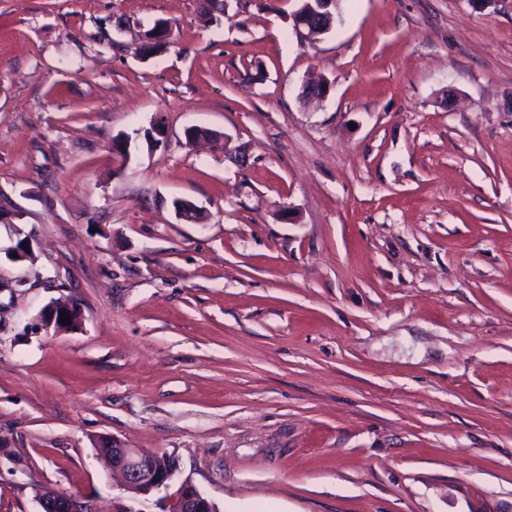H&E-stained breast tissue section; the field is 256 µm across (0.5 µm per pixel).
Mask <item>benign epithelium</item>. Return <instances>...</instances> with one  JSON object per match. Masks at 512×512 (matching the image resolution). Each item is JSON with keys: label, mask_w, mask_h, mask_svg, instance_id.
<instances>
[{"label": "benign epithelium", "mask_w": 512, "mask_h": 512, "mask_svg": "<svg viewBox=\"0 0 512 512\" xmlns=\"http://www.w3.org/2000/svg\"><path fill=\"white\" fill-rule=\"evenodd\" d=\"M299 2L303 3V6L292 14V19L296 32L303 39L313 42L319 39L320 31H332L335 26L332 16L323 15L327 23L312 27L308 24L306 17L318 13V10L311 6H304V3H310L312 0H299ZM63 316L69 318V321L61 322L60 318ZM82 320V306L75 300L62 303L52 301L39 313L41 326L48 332L72 331L81 325ZM108 447L111 451L106 454V458L112 466V471L122 476L128 490L136 494L148 495L169 488L177 472L175 460L170 455L160 452L144 453L116 442L108 444ZM38 503L40 512H92L89 505L78 498L55 491L42 493ZM167 512H218V509L215 503L197 488L184 483L174 494Z\"/></svg>", "instance_id": "1"}]
</instances>
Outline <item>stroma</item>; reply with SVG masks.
Instances as JSON below:
<instances>
[{"instance_id":"obj_1","label":"stroma","mask_w":512,"mask_h":512,"mask_svg":"<svg viewBox=\"0 0 512 512\" xmlns=\"http://www.w3.org/2000/svg\"><path fill=\"white\" fill-rule=\"evenodd\" d=\"M202 4L0 0V512H512V10ZM301 2L300 7L293 13L292 19L294 28L299 35L307 41L313 42L318 40L321 36L319 35V31H329V33L332 31L333 27L335 26L336 21L334 22L332 15L323 14V18L327 20L326 24H321L319 27H311L306 17L309 14H316L319 11L314 9L312 6L304 7V3H310L315 1H330V2H339V0H298ZM61 314L69 318L66 324L60 321ZM83 320L82 306L76 301L68 302L51 301L45 305L39 313L41 326L47 331L59 333L61 331H72L81 325ZM108 447H99L110 453L104 454L112 466V472L119 473L128 490L140 495H148L161 489H168L176 472L175 460L166 453H144L112 440ZM167 512H218V509L193 485L183 483L174 494ZM38 503L39 512H92L89 505L78 498L55 491L42 493Z\"/></svg>"}]
</instances>
